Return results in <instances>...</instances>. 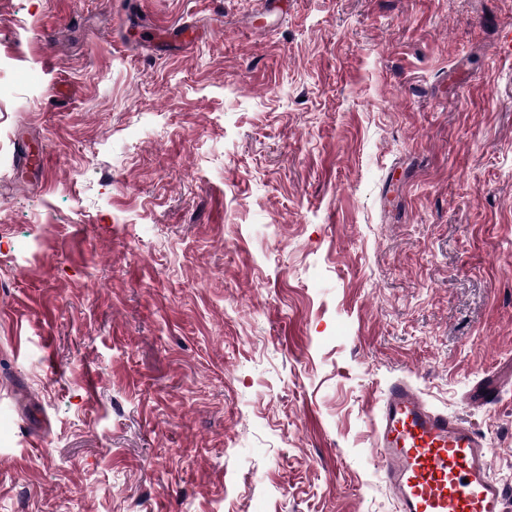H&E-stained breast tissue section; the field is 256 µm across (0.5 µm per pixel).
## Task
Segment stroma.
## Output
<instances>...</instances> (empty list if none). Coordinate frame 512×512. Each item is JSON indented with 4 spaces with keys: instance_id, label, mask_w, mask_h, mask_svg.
I'll use <instances>...</instances> for the list:
<instances>
[{
    "instance_id": "obj_1",
    "label": "stroma",
    "mask_w": 512,
    "mask_h": 512,
    "mask_svg": "<svg viewBox=\"0 0 512 512\" xmlns=\"http://www.w3.org/2000/svg\"><path fill=\"white\" fill-rule=\"evenodd\" d=\"M261 3L0 0V512H395L397 377L512 495V0ZM153 39L177 38L186 44L192 43L197 35L196 29L190 25H154L147 28ZM501 378L495 374L482 377L469 391V404L477 407L494 404L502 390Z\"/></svg>"
}]
</instances>
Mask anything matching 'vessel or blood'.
I'll return each instance as SVG.
<instances>
[{"instance_id":"vessel-or-blood-1","label":"vessel or blood","mask_w":512,"mask_h":512,"mask_svg":"<svg viewBox=\"0 0 512 512\" xmlns=\"http://www.w3.org/2000/svg\"><path fill=\"white\" fill-rule=\"evenodd\" d=\"M156 39L192 43L190 25H154ZM499 376L482 377L468 402L494 404ZM379 473L392 490L398 512H505L506 496L491 473L485 438L462 418L433 409L407 379L392 380L372 418Z\"/></svg>"}]
</instances>
